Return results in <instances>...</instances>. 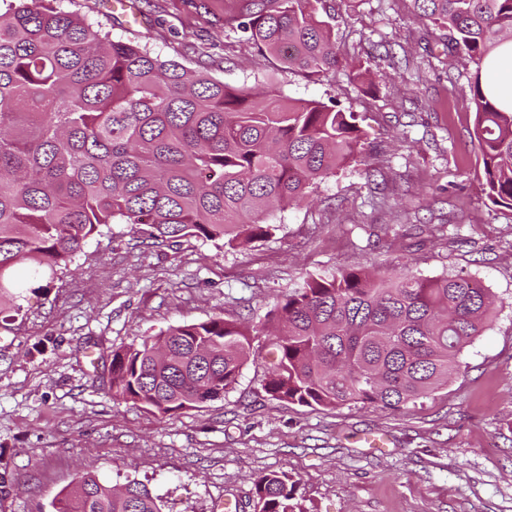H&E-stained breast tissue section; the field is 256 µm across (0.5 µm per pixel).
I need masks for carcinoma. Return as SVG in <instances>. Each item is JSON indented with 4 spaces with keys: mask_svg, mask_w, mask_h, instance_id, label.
Returning <instances> with one entry per match:
<instances>
[{
    "mask_svg": "<svg viewBox=\"0 0 512 512\" xmlns=\"http://www.w3.org/2000/svg\"><path fill=\"white\" fill-rule=\"evenodd\" d=\"M322 0H246L258 51L320 82L342 65ZM417 15L478 64L512 40V0H413ZM486 197L512 210V111L470 86ZM356 115L332 98L234 87L113 40L44 0L0 17V312L21 310L17 269L51 280L86 240L127 224L164 242L268 238L271 208L307 201L365 154ZM494 312L477 281L372 267L309 276L253 326L213 316L112 351V397L174 414L224 398L252 341L270 337L263 389L306 407L400 410L460 369ZM260 512H296L285 473L254 479ZM53 512H162L146 484L120 490L87 473Z\"/></svg>",
    "mask_w": 512,
    "mask_h": 512,
    "instance_id": "obj_1",
    "label": "carcinoma"
}]
</instances>
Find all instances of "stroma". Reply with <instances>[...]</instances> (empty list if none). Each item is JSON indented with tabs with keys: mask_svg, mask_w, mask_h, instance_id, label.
<instances>
[{
	"mask_svg": "<svg viewBox=\"0 0 512 512\" xmlns=\"http://www.w3.org/2000/svg\"><path fill=\"white\" fill-rule=\"evenodd\" d=\"M55 3L227 85L336 98L368 149L312 202L273 211L270 238L160 245L116 224L62 278H21V314H0V471L12 477L0 512H52L88 472L142 481L163 512H253V480L269 471L296 481L301 512H512V210L485 196L475 63L448 54L411 0H324L351 66L322 82L226 26L244 0H137V26L103 0ZM432 224L446 239L430 238ZM363 265L468 275L495 295L492 322L430 397L400 411L273 399L263 336L223 399L163 416L112 397L113 350L181 321L264 322L305 276ZM372 435L393 443L368 447Z\"/></svg>",
	"mask_w": 512,
	"mask_h": 512,
	"instance_id": "35a3bbf8",
	"label": "stroma"
}]
</instances>
